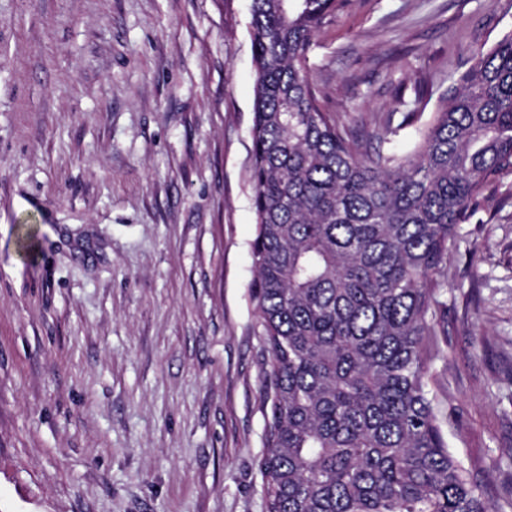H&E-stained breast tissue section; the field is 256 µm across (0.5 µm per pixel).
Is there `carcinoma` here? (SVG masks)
<instances>
[{
    "label": "carcinoma",
    "mask_w": 512,
    "mask_h": 512,
    "mask_svg": "<svg viewBox=\"0 0 512 512\" xmlns=\"http://www.w3.org/2000/svg\"><path fill=\"white\" fill-rule=\"evenodd\" d=\"M343 0H251L256 276L267 353L266 512H494L448 447L427 350L438 278L489 182L512 173V31L415 126L373 147L320 103L310 52Z\"/></svg>",
    "instance_id": "cac0c4a2"
}]
</instances>
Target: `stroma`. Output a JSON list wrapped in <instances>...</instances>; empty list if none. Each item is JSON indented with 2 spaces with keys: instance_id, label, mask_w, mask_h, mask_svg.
Here are the masks:
<instances>
[{
  "instance_id": "obj_1",
  "label": "stroma",
  "mask_w": 512,
  "mask_h": 512,
  "mask_svg": "<svg viewBox=\"0 0 512 512\" xmlns=\"http://www.w3.org/2000/svg\"><path fill=\"white\" fill-rule=\"evenodd\" d=\"M250 4L0 0V512H265ZM509 31L505 0H346L310 64L368 138ZM444 277L434 412L495 504L512 174L458 225Z\"/></svg>"
}]
</instances>
